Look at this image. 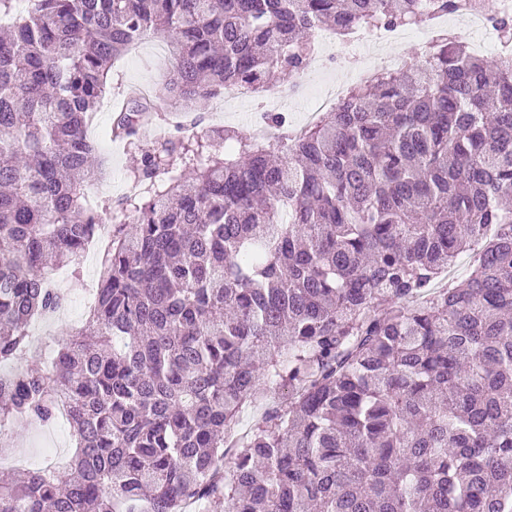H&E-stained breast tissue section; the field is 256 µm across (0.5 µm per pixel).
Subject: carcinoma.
<instances>
[{
    "label": "carcinoma",
    "mask_w": 512,
    "mask_h": 512,
    "mask_svg": "<svg viewBox=\"0 0 512 512\" xmlns=\"http://www.w3.org/2000/svg\"><path fill=\"white\" fill-rule=\"evenodd\" d=\"M28 2L0 0V426L63 396L77 447L0 482V512H512V62L452 37L309 125L267 114L274 143L176 127L88 316L23 367L66 302L47 270L105 224L87 125L133 44L168 43L165 112L290 84L317 30L474 0ZM152 112L130 98L113 129Z\"/></svg>",
    "instance_id": "carcinoma-1"
}]
</instances>
